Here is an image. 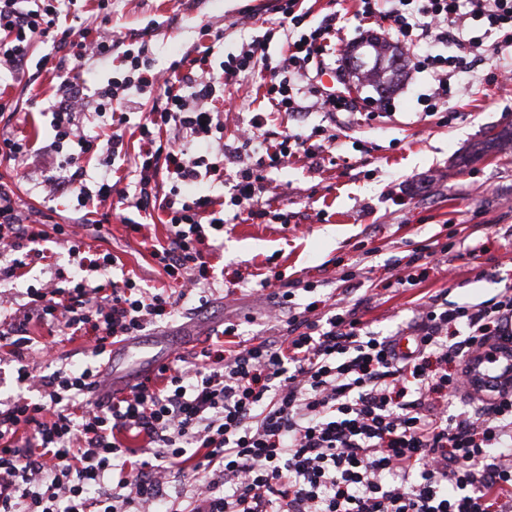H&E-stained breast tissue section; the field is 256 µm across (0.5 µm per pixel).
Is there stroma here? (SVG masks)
Instances as JSON below:
<instances>
[{"label":"stroma","mask_w":512,"mask_h":512,"mask_svg":"<svg viewBox=\"0 0 512 512\" xmlns=\"http://www.w3.org/2000/svg\"><path fill=\"white\" fill-rule=\"evenodd\" d=\"M272 3L112 0V23L148 40L154 63L162 69L201 42L208 26L223 29L225 52H238L243 43L262 34V20L274 16ZM488 71L487 65L475 64L469 75L471 90L450 99L448 109L456 118L442 127L421 113L417 96L426 88L424 75H403L383 96L350 78L358 113L315 112L298 123L307 133L317 125L335 131L337 163L325 160L312 168L290 160L269 171L272 207L297 213V222L226 225L207 273L214 289L207 308H199L197 299L186 301L168 324L133 341L123 359L93 356L84 338L61 344L52 356L39 359L42 373L107 365L114 375L113 388L120 389L156 361L195 349L223 322L241 320L246 334H268L266 297L238 283L247 273L319 280L330 290L343 270L357 269L362 287L349 299L367 298L365 318L371 330L388 333L412 318L417 291L389 294L381 290V281L404 272L415 243L448 233L453 224L480 225L485 251L474 260H454L453 272L432 270L424 286L447 289L449 300L459 303L489 298L500 281L512 282V245L503 238L512 226V141L502 140L485 154L480 147L489 133L512 130V97L486 81ZM57 83L52 71L42 72L29 86L0 78V98L18 102L22 111L11 121L10 131L41 146L52 142L54 133L39 111ZM389 102L394 111H386ZM356 139L362 151L353 149ZM45 175V168L31 163L0 164V180L11 184L27 205L41 211L47 223H65L74 214L76 200L70 194L49 197L41 192ZM165 233L164 224L155 223L145 235L161 240ZM142 236L116 222L110 235L100 239L91 232L86 241L92 250L112 254L118 266L135 272L144 287H162L168 278L153 263ZM46 248L45 259L32 268L27 282L0 283L1 306L15 310L26 284L44 283L54 279L56 270H70L66 248L52 242ZM480 267L496 272V279L477 278Z\"/></svg>","instance_id":"stroma-1"}]
</instances>
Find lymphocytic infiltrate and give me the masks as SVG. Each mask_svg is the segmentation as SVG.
Returning <instances> with one entry per match:
<instances>
[{"mask_svg":"<svg viewBox=\"0 0 512 512\" xmlns=\"http://www.w3.org/2000/svg\"><path fill=\"white\" fill-rule=\"evenodd\" d=\"M65 2L0 0V75L29 83L49 69L63 75L46 107L54 141L39 146L1 131L0 163L48 160L70 143L45 192L102 206L99 233L112 221L113 198L162 214L167 233L150 256L176 285L153 292L132 272L105 278L113 258L82 260L76 225L45 226L41 211L0 182V282L23 278L48 241L77 260L67 286L27 287L25 303L0 319V349L20 389L0 400V512H512V348L501 345L512 339L511 284L476 304L449 301L444 289L421 295L407 325L382 336L345 292L299 312L297 291L315 292L317 282L276 287L260 279L271 321L288 320L283 335L247 337L225 323L219 340L93 405L100 368L35 372L31 324L49 329L43 354L82 333L101 355L173 316L185 299L207 303L205 249L224 230L226 206L252 221L290 223L291 214L263 202L268 169L293 158L319 162L336 142L333 133L316 142L299 131L269 132L271 115L358 109L345 71L333 86L320 81L343 40L335 23L309 24L305 0L275 6L276 26L288 33L280 59H272L266 33L212 68L224 40L218 28L210 44L162 70L145 40L128 47L110 27L109 0H98L103 23L91 37L69 26ZM353 17L386 22L389 45L411 50V69L430 84L422 112L443 125L473 61L497 63L512 49V0H358ZM478 26L502 41L484 45ZM38 42L49 47L39 57ZM115 55L126 71L95 90L105 131L90 136L76 119L86 98L80 72ZM255 74L265 103L235 144H225L234 113L222 105L224 89ZM132 108L141 112L133 155L122 132ZM127 156L136 179L120 190L112 169ZM228 157L248 164L225 174ZM91 165L102 170L94 191L84 184ZM205 175L227 180L229 198L194 193ZM167 179L173 188H164ZM457 235L418 242L395 285L417 287L422 272L459 257ZM185 479L192 489L171 494Z\"/></svg>","mask_w":512,"mask_h":512,"instance_id":"lymphocytic-infiltrate-1","label":"lymphocytic infiltrate"}]
</instances>
